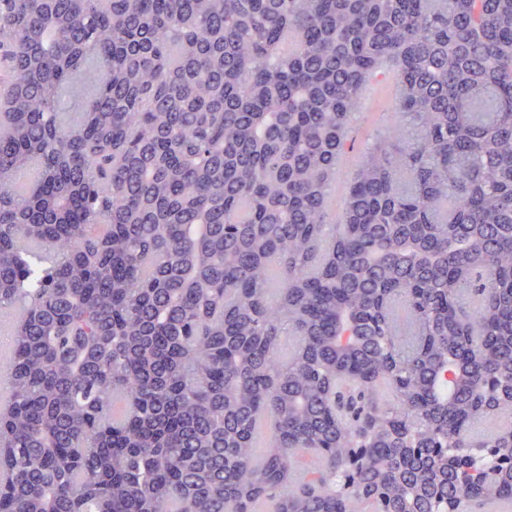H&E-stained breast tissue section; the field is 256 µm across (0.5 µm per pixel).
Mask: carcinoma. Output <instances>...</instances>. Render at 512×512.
I'll return each mask as SVG.
<instances>
[{"label": "carcinoma", "mask_w": 512, "mask_h": 512, "mask_svg": "<svg viewBox=\"0 0 512 512\" xmlns=\"http://www.w3.org/2000/svg\"><path fill=\"white\" fill-rule=\"evenodd\" d=\"M0 48V512L512 501V0H0Z\"/></svg>", "instance_id": "1"}]
</instances>
